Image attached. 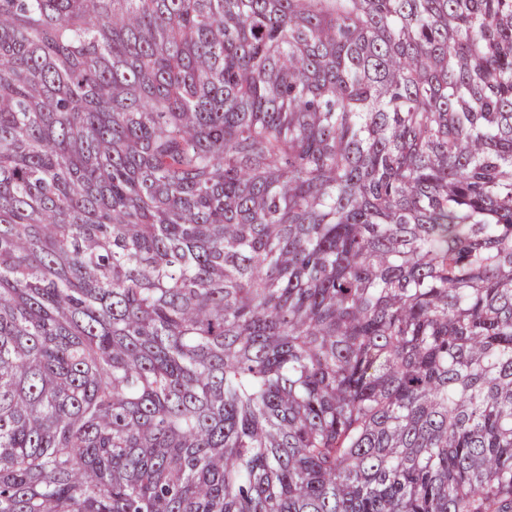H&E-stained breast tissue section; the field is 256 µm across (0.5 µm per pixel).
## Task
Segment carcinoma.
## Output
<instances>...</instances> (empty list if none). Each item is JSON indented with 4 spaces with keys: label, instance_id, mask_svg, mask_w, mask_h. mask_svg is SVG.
I'll return each instance as SVG.
<instances>
[{
    "label": "carcinoma",
    "instance_id": "obj_1",
    "mask_svg": "<svg viewBox=\"0 0 512 512\" xmlns=\"http://www.w3.org/2000/svg\"><path fill=\"white\" fill-rule=\"evenodd\" d=\"M0 512H512V0H0Z\"/></svg>",
    "mask_w": 512,
    "mask_h": 512
}]
</instances>
